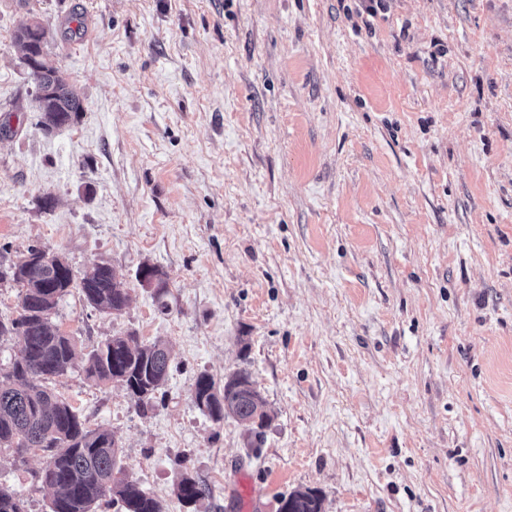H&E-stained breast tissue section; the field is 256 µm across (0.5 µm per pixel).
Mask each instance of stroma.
I'll return each mask as SVG.
<instances>
[{"instance_id": "1", "label": "stroma", "mask_w": 512, "mask_h": 512, "mask_svg": "<svg viewBox=\"0 0 512 512\" xmlns=\"http://www.w3.org/2000/svg\"><path fill=\"white\" fill-rule=\"evenodd\" d=\"M0 0V264H110L128 306L66 296L80 360L51 388L166 512H512V0ZM39 20L80 92L38 125L13 32ZM53 207H45V197ZM166 278L168 311L144 287ZM170 351L147 412L81 359ZM247 369L270 421L194 382ZM47 453L0 487L50 512ZM210 495L181 503L182 475ZM253 384L251 375L246 369H240L224 381V388L216 385L214 379L207 374H200L194 383L193 401L195 406L214 422L224 421V417L232 416L241 421L250 423L254 437L252 441L256 448L262 442V429L269 421L270 415L266 403L254 386L243 388L240 396L238 392L232 394V389ZM279 512H322V497L312 489H298L280 499Z\"/></svg>"}]
</instances>
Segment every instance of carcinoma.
I'll return each mask as SVG.
<instances>
[{
    "label": "carcinoma",
    "instance_id": "carcinoma-1",
    "mask_svg": "<svg viewBox=\"0 0 512 512\" xmlns=\"http://www.w3.org/2000/svg\"><path fill=\"white\" fill-rule=\"evenodd\" d=\"M48 37V29L40 23L22 26L13 34V44L24 52L25 63L41 68L40 78L52 88V111L44 113L46 129L69 126L84 112L80 96L46 58ZM34 250L29 247L12 264L13 282L20 288L18 316L0 319V337L13 336L18 341L11 366L0 371V451L41 448L50 453L42 483L52 494L51 512H97L104 503L118 504L122 512H164L162 504L142 489L137 479L114 476L122 453L114 434L88 428L64 397L45 386L46 380L71 368L76 358L72 337L51 323V315L71 289L79 290L89 305L109 315L126 308L129 291L106 265L76 281L55 265L32 264L28 257ZM169 369L170 357L163 342L144 344L130 333L112 336L92 350L85 373L97 386L137 384L147 393L135 398L138 409L145 412L166 383ZM250 383L251 375L245 369L231 375L222 388L211 376L201 374L194 383L193 401L217 423L226 416L250 423L253 444L258 446L262 428L270 419L266 403L258 393L243 397L232 392ZM176 494L183 503L195 504L207 496L208 488L184 475ZM0 512H25L23 499L0 488ZM279 512H322V497L312 489L295 490L281 497Z\"/></svg>",
    "mask_w": 512,
    "mask_h": 512
}]
</instances>
